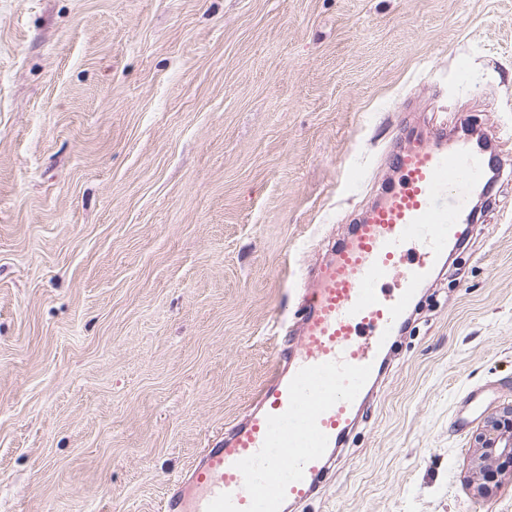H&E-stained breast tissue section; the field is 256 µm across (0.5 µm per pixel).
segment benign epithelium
<instances>
[{
    "mask_svg": "<svg viewBox=\"0 0 512 512\" xmlns=\"http://www.w3.org/2000/svg\"><path fill=\"white\" fill-rule=\"evenodd\" d=\"M507 473L512 474V404L489 418L476 437L470 476L473 495L489 497L498 487V477Z\"/></svg>",
    "mask_w": 512,
    "mask_h": 512,
    "instance_id": "1",
    "label": "benign epithelium"
}]
</instances>
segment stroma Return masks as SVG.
Listing matches in <instances>:
<instances>
[{"mask_svg": "<svg viewBox=\"0 0 512 512\" xmlns=\"http://www.w3.org/2000/svg\"><path fill=\"white\" fill-rule=\"evenodd\" d=\"M499 177L297 512H512V0H0V512H162L412 134ZM511 417L512 404L490 417L476 437L469 483L477 499L487 498L496 491L499 476L509 472L512 477Z\"/></svg>", "mask_w": 512, "mask_h": 512, "instance_id": "1", "label": "stroma"}]
</instances>
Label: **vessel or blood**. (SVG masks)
<instances>
[{"mask_svg":"<svg viewBox=\"0 0 512 512\" xmlns=\"http://www.w3.org/2000/svg\"><path fill=\"white\" fill-rule=\"evenodd\" d=\"M487 151L438 132L392 159L397 177L306 288L296 343L278 348L249 412L201 449L163 512H296L334 468L406 314L489 195Z\"/></svg>","mask_w":512,"mask_h":512,"instance_id":"obj_1","label":"vessel or blood"}]
</instances>
